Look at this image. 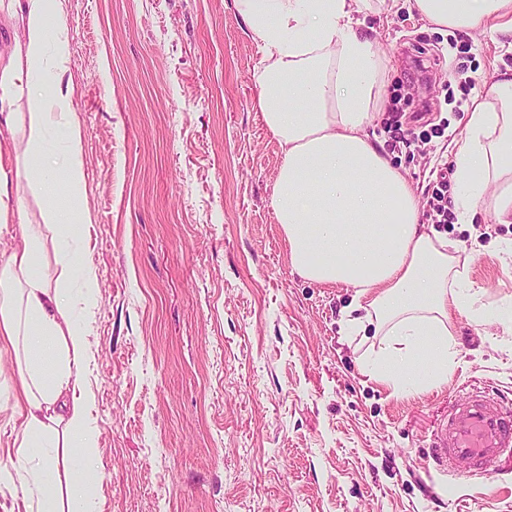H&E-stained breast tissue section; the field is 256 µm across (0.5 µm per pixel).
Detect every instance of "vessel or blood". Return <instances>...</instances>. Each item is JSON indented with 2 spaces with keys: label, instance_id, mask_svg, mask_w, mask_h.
Segmentation results:
<instances>
[{
  "label": "vessel or blood",
  "instance_id": "obj_1",
  "mask_svg": "<svg viewBox=\"0 0 512 512\" xmlns=\"http://www.w3.org/2000/svg\"><path fill=\"white\" fill-rule=\"evenodd\" d=\"M512 447V403L471 394L457 401L437 432L434 458L438 465L464 464L487 472Z\"/></svg>",
  "mask_w": 512,
  "mask_h": 512
}]
</instances>
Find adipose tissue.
I'll use <instances>...</instances> for the list:
<instances>
[{
	"mask_svg": "<svg viewBox=\"0 0 512 512\" xmlns=\"http://www.w3.org/2000/svg\"><path fill=\"white\" fill-rule=\"evenodd\" d=\"M235 2L263 48L258 106L283 152L272 205L292 266L308 280L355 288L364 314L351 326L378 335V380L400 391L447 379L448 308L461 302L464 275L447 239L420 223L406 178L373 141L385 67L356 17L360 0ZM411 7L440 30L492 24L512 33V0H411ZM63 25L60 0H0L1 224L11 175L43 190L55 168L41 150L47 129L69 144L67 183L85 181ZM23 99L26 115L17 110ZM456 168L459 223H473L486 204L497 223L512 224V73L474 89ZM40 213L37 224L18 212L24 246L0 252V357L18 369L23 416L14 442L38 451L29 470L0 468V491L21 490L17 512H95L102 473L84 393L85 331L46 253L54 251L66 279H79L86 293L96 275L62 248L82 235L81 216L63 214L44 191ZM411 360L427 373L410 374Z\"/></svg>",
	"mask_w": 512,
	"mask_h": 512,
	"instance_id": "1",
	"label": "adipose tissue"
}]
</instances>
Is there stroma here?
<instances>
[{
  "instance_id": "obj_1",
  "label": "stroma",
  "mask_w": 512,
  "mask_h": 512,
  "mask_svg": "<svg viewBox=\"0 0 512 512\" xmlns=\"http://www.w3.org/2000/svg\"><path fill=\"white\" fill-rule=\"evenodd\" d=\"M98 280L79 311L103 512H512V467L439 470L432 438L471 391L512 400V224L440 225L473 304L450 310L448 378L392 393L354 288L301 277L271 205L283 155L257 107V44L235 0H62ZM387 96L415 138L382 151L419 199L455 168L471 91L512 36L436 31L406 0H362ZM14 363L0 365V466Z\"/></svg>"
}]
</instances>
